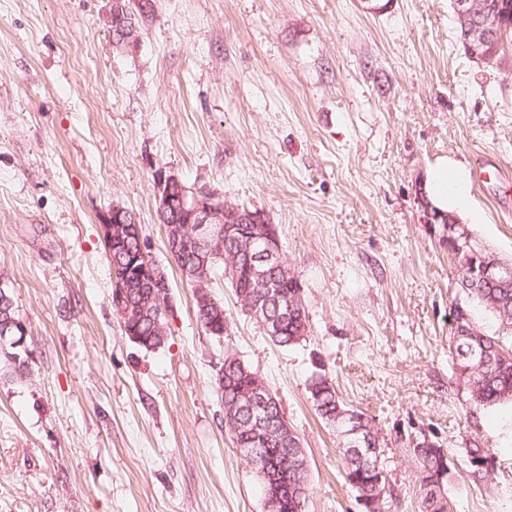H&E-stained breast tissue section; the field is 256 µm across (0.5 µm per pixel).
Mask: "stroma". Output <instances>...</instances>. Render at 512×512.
<instances>
[{"mask_svg": "<svg viewBox=\"0 0 512 512\" xmlns=\"http://www.w3.org/2000/svg\"><path fill=\"white\" fill-rule=\"evenodd\" d=\"M118 47L112 0H0V271L32 353L0 371V512H265L214 390L225 355L277 394L308 460L307 512H362L308 378L323 364L372 417L383 512H426L416 443L452 465L448 512H512V408H473L450 353L463 298L439 163L468 176L456 216L512 259V40L479 64L451 0H151ZM263 213L309 332L280 347L223 271V338L166 249L157 173ZM133 214L170 282L164 347L125 336L101 226ZM493 449L485 478L469 452ZM448 175L452 177L448 181ZM435 209L448 213V207L462 206L466 201L467 183L464 174L457 170L448 171L447 164H439L432 169L428 178L427 189Z\"/></svg>", "mask_w": 512, "mask_h": 512, "instance_id": "35a3bbf8", "label": "stroma"}]
</instances>
